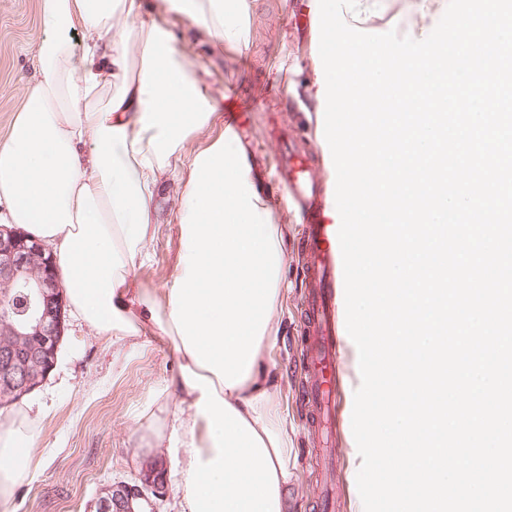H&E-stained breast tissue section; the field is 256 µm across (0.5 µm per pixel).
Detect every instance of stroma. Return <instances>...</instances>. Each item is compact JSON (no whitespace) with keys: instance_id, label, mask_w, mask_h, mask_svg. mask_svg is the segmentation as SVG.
I'll list each match as a JSON object with an SVG mask.
<instances>
[{"instance_id":"stroma-1","label":"stroma","mask_w":512,"mask_h":512,"mask_svg":"<svg viewBox=\"0 0 512 512\" xmlns=\"http://www.w3.org/2000/svg\"><path fill=\"white\" fill-rule=\"evenodd\" d=\"M375 16L355 21V28L370 34L396 30L407 35L419 16L414 0H382ZM317 0H254L250 41L246 50L224 52L196 42L188 21L174 20L173 29L190 51L191 60L208 72L207 81L218 102L230 90L249 99L254 90L265 92L263 112L245 110L237 134L254 154L266 182H273L271 159L280 144L266 134L269 121L289 132H301V146L312 150L316 120L307 97L290 93L291 85H305L317 76L319 54L309 42ZM44 32L37 15V0H0V141L22 105L20 78L35 77V48ZM181 187L168 177L160 191V224L135 275L150 289L170 287L176 276L180 249L177 199ZM272 221L282 232L285 264L284 290L277 308L280 340L270 357L279 369L275 401L292 426L288 467L292 480L288 498L292 512H325L322 497L332 491L335 512H355L352 487L356 476L347 460L336 464L331 487H324L314 458L320 452V431L300 414L303 367L297 358L300 292L297 269L299 228L281 206H273ZM54 369L29 395L40 406V433L33 445L37 466L19 481L0 512H91L105 484L137 482L142 468L167 461L164 449L151 447V428L142 412L156 390L178 372L179 357L165 337L148 332L137 340L112 346L87 328L67 320Z\"/></svg>"}]
</instances>
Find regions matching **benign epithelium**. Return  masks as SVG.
<instances>
[{
	"mask_svg": "<svg viewBox=\"0 0 512 512\" xmlns=\"http://www.w3.org/2000/svg\"><path fill=\"white\" fill-rule=\"evenodd\" d=\"M0 289H16L29 302L23 319H0V388L19 400L52 370L65 330L64 289L49 246L23 230L0 228ZM161 470L147 466L138 484L102 487L97 512H133L134 501L163 494Z\"/></svg>",
	"mask_w": 512,
	"mask_h": 512,
	"instance_id": "7a95c632",
	"label": "benign epithelium"
}]
</instances>
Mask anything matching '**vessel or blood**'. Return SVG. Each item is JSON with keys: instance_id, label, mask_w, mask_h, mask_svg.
<instances>
[{"instance_id": "1", "label": "vessel or blood", "mask_w": 512, "mask_h": 512, "mask_svg": "<svg viewBox=\"0 0 512 512\" xmlns=\"http://www.w3.org/2000/svg\"><path fill=\"white\" fill-rule=\"evenodd\" d=\"M314 162V157L299 154L286 138L273 167L288 208L303 218L301 235L307 295L302 306L305 339L301 352L309 372L307 405L312 422L324 434L325 456L331 459L337 451L335 392L342 367L336 356V341L345 330L337 302L344 276L337 227L322 220L326 189L305 175Z\"/></svg>"}]
</instances>
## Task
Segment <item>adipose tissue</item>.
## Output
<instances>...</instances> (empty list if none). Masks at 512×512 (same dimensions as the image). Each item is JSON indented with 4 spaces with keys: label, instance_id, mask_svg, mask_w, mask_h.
<instances>
[{
    "label": "adipose tissue",
    "instance_id": "adipose-tissue-1",
    "mask_svg": "<svg viewBox=\"0 0 512 512\" xmlns=\"http://www.w3.org/2000/svg\"><path fill=\"white\" fill-rule=\"evenodd\" d=\"M251 0H37L34 81L0 142V223L56 258L69 311L118 343L150 330L181 358L145 414L175 462L178 512H288V419L269 352L284 251L259 173L232 127L194 152L218 102L167 22L212 47L246 48ZM176 175L181 248L169 288L133 270ZM40 416L0 423V495L28 473Z\"/></svg>",
    "mask_w": 512,
    "mask_h": 512
}]
</instances>
